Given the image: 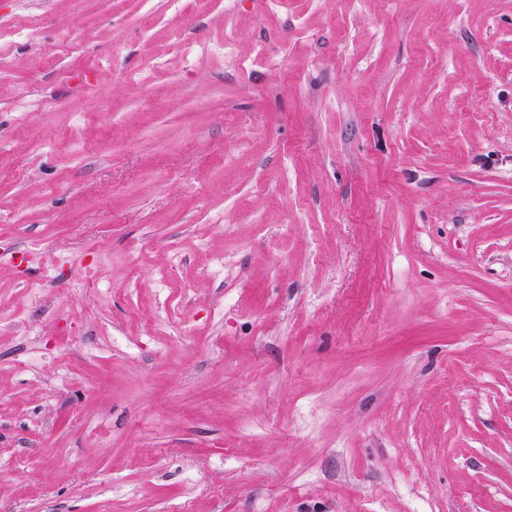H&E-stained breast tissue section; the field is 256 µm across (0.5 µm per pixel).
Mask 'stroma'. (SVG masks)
Segmentation results:
<instances>
[{
  "label": "stroma",
  "mask_w": 512,
  "mask_h": 512,
  "mask_svg": "<svg viewBox=\"0 0 512 512\" xmlns=\"http://www.w3.org/2000/svg\"><path fill=\"white\" fill-rule=\"evenodd\" d=\"M0 512H512V0H0Z\"/></svg>",
  "instance_id": "obj_1"
}]
</instances>
